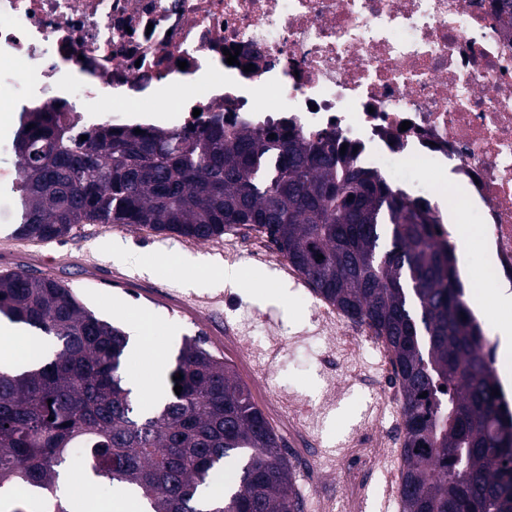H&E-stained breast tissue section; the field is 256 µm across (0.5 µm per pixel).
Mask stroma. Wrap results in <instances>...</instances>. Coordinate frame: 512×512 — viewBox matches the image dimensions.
<instances>
[{
  "mask_svg": "<svg viewBox=\"0 0 512 512\" xmlns=\"http://www.w3.org/2000/svg\"><path fill=\"white\" fill-rule=\"evenodd\" d=\"M17 222L0 221V272L53 277L98 317L127 329L134 320H151L168 361L184 337L205 336L268 421L275 422L279 407L294 417L299 430L277 424L276 431L291 450L302 512H323V501L340 496L349 459L364 453L369 429L386 436L399 425L398 406L379 397L392 388L388 360L362 346L359 323L322 322L321 299L281 266L259 259L262 233L240 226L199 243L129 224H77L65 237L31 242L12 237ZM113 240L127 250L113 254ZM207 266L232 267L238 275L209 278ZM262 364L273 370L275 388L258 374ZM124 370L145 401L166 394V379L153 377L149 355L128 349ZM393 454L380 449L364 472L371 512H399L385 495Z\"/></svg>",
  "mask_w": 512,
  "mask_h": 512,
  "instance_id": "35a3bbf8",
  "label": "stroma"
}]
</instances>
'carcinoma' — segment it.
<instances>
[{
    "label": "carcinoma",
    "mask_w": 512,
    "mask_h": 512,
    "mask_svg": "<svg viewBox=\"0 0 512 512\" xmlns=\"http://www.w3.org/2000/svg\"><path fill=\"white\" fill-rule=\"evenodd\" d=\"M85 135L49 110L28 113L15 140L14 235L48 241L76 224H132L208 242L259 229L317 296L384 343L404 432L401 512H512V415L492 394L501 387L490 341L428 207L403 201L329 132L216 121ZM0 316L55 343L46 363L0 368V490L58 498L82 442L87 477L123 486L148 512H242L249 502L298 512L282 438L201 336L183 339L169 394L151 406L123 376L129 335L56 279L1 272ZM222 468L232 481L207 502L202 490Z\"/></svg>",
    "instance_id": "1"
}]
</instances>
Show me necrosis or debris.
<instances>
[{
    "label": "necrosis or debris",
    "instance_id": "obj_1",
    "mask_svg": "<svg viewBox=\"0 0 512 512\" xmlns=\"http://www.w3.org/2000/svg\"><path fill=\"white\" fill-rule=\"evenodd\" d=\"M162 83L193 86L196 111L136 107ZM47 109L84 129L335 132L407 202L472 212L483 282H512L499 0H0V112Z\"/></svg>",
    "mask_w": 512,
    "mask_h": 512
}]
</instances>
